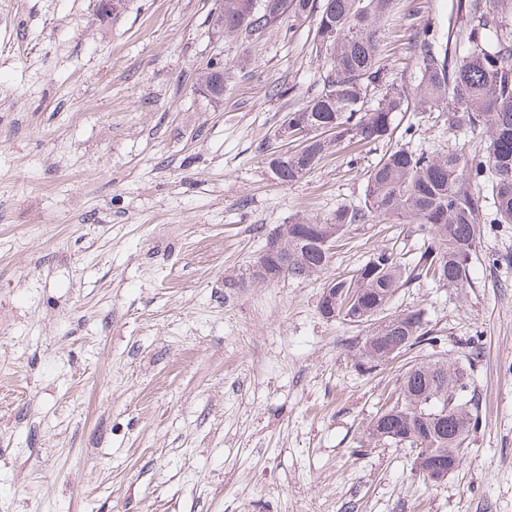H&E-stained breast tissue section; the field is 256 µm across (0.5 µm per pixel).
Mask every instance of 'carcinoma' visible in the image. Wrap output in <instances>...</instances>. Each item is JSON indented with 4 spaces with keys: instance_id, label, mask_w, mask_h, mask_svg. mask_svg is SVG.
<instances>
[{
    "instance_id": "cac0c4a2",
    "label": "carcinoma",
    "mask_w": 512,
    "mask_h": 512,
    "mask_svg": "<svg viewBox=\"0 0 512 512\" xmlns=\"http://www.w3.org/2000/svg\"><path fill=\"white\" fill-rule=\"evenodd\" d=\"M397 2L219 0L214 14L224 35L256 39L286 19L316 21L322 56L317 89L284 117L308 144L296 152L260 146L268 172L281 185L298 181L341 145L392 141L399 112H413L409 131L444 112L448 133L465 128L478 140L480 148L468 153L397 143L367 172L363 205L340 208L322 224L297 217L284 229L278 271L292 279L326 270L331 252L322 241L348 224L401 217L432 240L411 268L379 249L351 277L336 280V288L358 294L356 312L344 309L336 295V316L372 323L360 349L370 364L439 341L419 310L384 314L398 288L422 276L448 288L466 287L481 225L512 224V0H460L457 25L446 39L429 27L417 32L419 81L410 95L397 88L380 53L378 30ZM478 357L471 351L465 366L446 357L414 362L396 398L368 424V439L414 448L418 458L441 457L458 469L464 440L480 422L467 370Z\"/></svg>"
}]
</instances>
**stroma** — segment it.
<instances>
[{
    "label": "stroma",
    "mask_w": 512,
    "mask_h": 512,
    "mask_svg": "<svg viewBox=\"0 0 512 512\" xmlns=\"http://www.w3.org/2000/svg\"><path fill=\"white\" fill-rule=\"evenodd\" d=\"M216 6L0 0V512H512V224L485 225L469 287L421 278L390 303L422 311L435 356L480 354V424L428 487L414 449L364 436L421 348L364 369L367 324L318 310L326 281L381 248L416 262L427 239L351 224L323 273L246 281L278 225L360 205L387 146L277 184L258 148L316 88V24L228 38ZM456 8L399 0L381 36L404 86L414 32ZM214 59L219 100L199 80ZM394 124L429 150L470 139Z\"/></svg>",
    "instance_id": "obj_1"
}]
</instances>
